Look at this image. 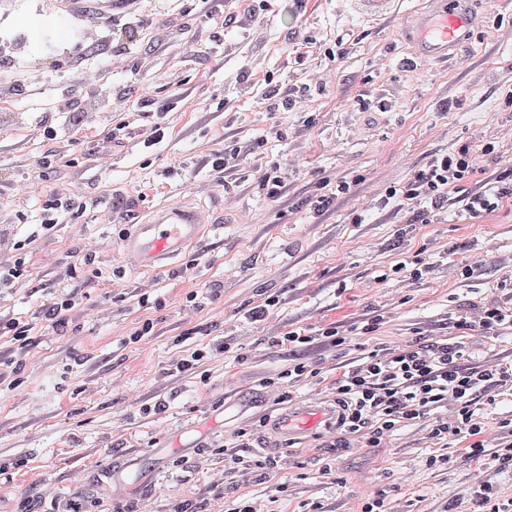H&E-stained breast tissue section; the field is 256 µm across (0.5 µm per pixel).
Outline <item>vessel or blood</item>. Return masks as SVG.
Returning a JSON list of instances; mask_svg holds the SVG:
<instances>
[{
    "instance_id": "vessel-or-blood-1",
    "label": "vessel or blood",
    "mask_w": 512,
    "mask_h": 512,
    "mask_svg": "<svg viewBox=\"0 0 512 512\" xmlns=\"http://www.w3.org/2000/svg\"><path fill=\"white\" fill-rule=\"evenodd\" d=\"M474 17L473 0H433V8L413 22L415 57L424 62L440 61L462 39ZM212 216L190 204L153 210L121 242L124 255L140 269L149 271L177 259L183 250L200 241ZM334 411L320 403L300 402L280 413L275 431L286 437L312 428H329Z\"/></svg>"
}]
</instances>
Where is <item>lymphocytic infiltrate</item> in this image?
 I'll list each match as a JSON object with an SVG mask.
<instances>
[{"instance_id":"lymphocytic-infiltrate-1","label":"lymphocytic infiltrate","mask_w":512,"mask_h":512,"mask_svg":"<svg viewBox=\"0 0 512 512\" xmlns=\"http://www.w3.org/2000/svg\"><path fill=\"white\" fill-rule=\"evenodd\" d=\"M477 152L494 167L496 177L493 186L467 195L465 210L473 218L495 212L512 202V162L490 142L478 150L465 143L453 152L432 155L406 184L386 190L381 206L423 199L433 209H442L449 195L460 192L473 175ZM453 327L458 337L452 343L412 341L373 349L337 374L333 387L343 410L340 424L364 438L368 447L377 448L399 429L429 417V440L463 443L471 459L511 472L512 441L487 449L480 438L477 402L484 396L492 403H512V360L485 368L468 366L466 334L478 328H512V306L496 301L470 305L454 318ZM447 406L452 414L440 416V409Z\"/></svg>"}]
</instances>
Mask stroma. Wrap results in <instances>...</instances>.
Masks as SVG:
<instances>
[{
	"mask_svg": "<svg viewBox=\"0 0 512 512\" xmlns=\"http://www.w3.org/2000/svg\"><path fill=\"white\" fill-rule=\"evenodd\" d=\"M248 5L223 0L213 20L210 0H114L90 20L66 0H0V49H29L16 63L25 85L0 110V212L11 218L0 223V263L24 259L28 273L0 290V318L33 327L22 352L0 335V512H64L77 498L92 512L141 502L149 512L182 503L226 512L242 497L271 512H361L371 493L391 512H479L469 490L484 483L512 498V473L465 458L455 442L428 447L420 425L383 448L358 449L341 427L282 441L270 422L281 405L262 384L297 356L320 373L297 384L294 400L335 405L331 383L354 351L316 342L291 353L275 336L351 333L380 314L373 345L431 344L469 304L512 299V204L469 219L453 199L424 224L378 205L430 155L464 141L512 154V112L501 100L512 89V0H475L460 47L416 64L406 25L420 0H397L380 17L361 16L351 0H267L244 26ZM302 84L310 113L270 110L269 88ZM88 90L129 107L96 112ZM72 96L91 113V138L42 174L39 160L55 147L46 129ZM143 99L170 110L139 111ZM157 123L163 142L145 146ZM228 145L254 152L221 174L211 160ZM272 163L283 189L271 199L257 178ZM323 178L350 190L317 215L309 199ZM69 186L85 211L42 234L50 190ZM187 200L214 215L200 244L149 274L121 258V240L151 207ZM419 250L429 274L394 272ZM463 261L471 278L457 273ZM65 294L76 306L60 329L46 312ZM269 296L277 304L267 317L250 319ZM146 318L152 335L129 343ZM217 343L227 356L168 373L176 357ZM15 368L16 388L3 379ZM242 428L241 454L255 462L245 475L224 468V439ZM431 453L449 464L424 469ZM117 469L132 485L120 503L110 493Z\"/></svg>",
	"mask_w": 512,
	"mask_h": 512,
	"instance_id": "obj_1",
	"label": "stroma"
}]
</instances>
